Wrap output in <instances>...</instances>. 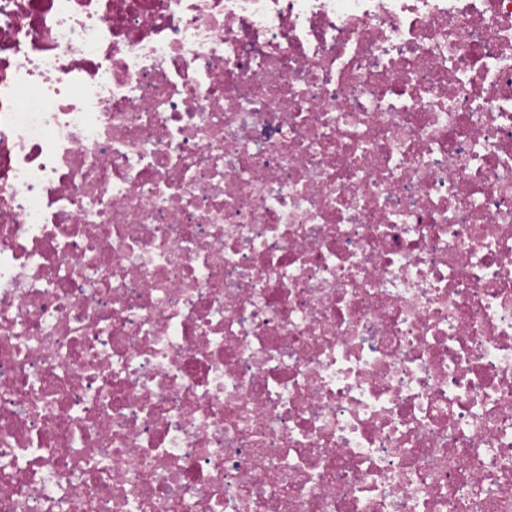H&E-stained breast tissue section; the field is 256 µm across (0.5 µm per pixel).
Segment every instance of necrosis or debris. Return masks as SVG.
I'll return each instance as SVG.
<instances>
[{
    "label": "necrosis or debris",
    "mask_w": 512,
    "mask_h": 512,
    "mask_svg": "<svg viewBox=\"0 0 512 512\" xmlns=\"http://www.w3.org/2000/svg\"><path fill=\"white\" fill-rule=\"evenodd\" d=\"M0 512H512V0H0Z\"/></svg>",
    "instance_id": "necrosis-or-debris-1"
}]
</instances>
